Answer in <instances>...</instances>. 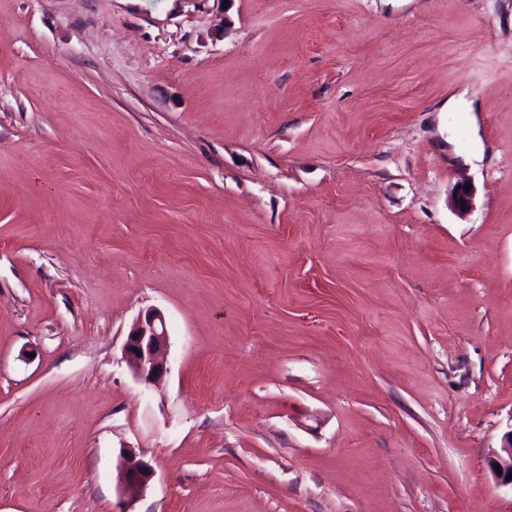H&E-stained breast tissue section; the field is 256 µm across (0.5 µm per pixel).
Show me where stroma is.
Returning <instances> with one entry per match:
<instances>
[{
  "instance_id": "1",
  "label": "stroma",
  "mask_w": 512,
  "mask_h": 512,
  "mask_svg": "<svg viewBox=\"0 0 512 512\" xmlns=\"http://www.w3.org/2000/svg\"><path fill=\"white\" fill-rule=\"evenodd\" d=\"M510 430L512 0H0V512H512ZM168 344L164 315L149 311L133 323L126 335L123 359L136 379L156 385L168 373ZM133 349H137L140 356ZM496 466L500 467L501 473H498ZM490 467L498 485L512 489V480H507V475L512 472V430L504 438L500 451L494 454ZM153 475L154 471L152 468L140 459H137L136 453L132 448H128L121 453L116 477L118 490L145 489L152 480Z\"/></svg>"
}]
</instances>
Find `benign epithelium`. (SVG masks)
Segmentation results:
<instances>
[{"label": "benign epithelium", "instance_id": "1", "mask_svg": "<svg viewBox=\"0 0 512 512\" xmlns=\"http://www.w3.org/2000/svg\"><path fill=\"white\" fill-rule=\"evenodd\" d=\"M466 182L458 183L449 200L450 207L463 215L472 208V192L465 190ZM168 333L165 317L158 311H149L131 326L123 344V359L133 376L146 384L156 385L168 373ZM492 473L500 486L512 487L507 475L512 472V430L504 438L500 451L490 462ZM152 468L137 459L133 449L121 453L117 468V488L141 490L152 480Z\"/></svg>", "mask_w": 512, "mask_h": 512}]
</instances>
